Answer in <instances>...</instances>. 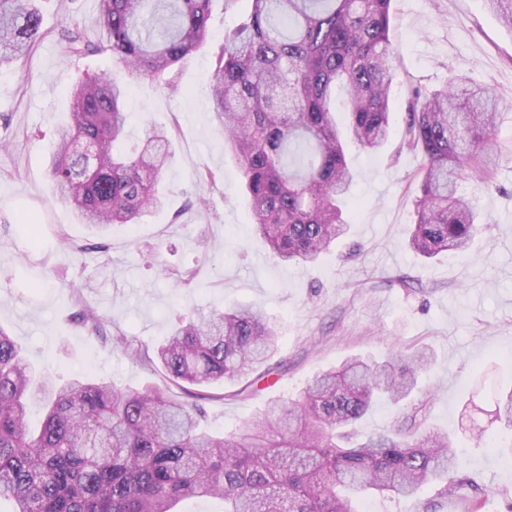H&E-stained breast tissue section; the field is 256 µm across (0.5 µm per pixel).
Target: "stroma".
<instances>
[{
  "instance_id": "1",
  "label": "stroma",
  "mask_w": 512,
  "mask_h": 512,
  "mask_svg": "<svg viewBox=\"0 0 512 512\" xmlns=\"http://www.w3.org/2000/svg\"><path fill=\"white\" fill-rule=\"evenodd\" d=\"M99 5L40 0L46 38L28 58L0 65V328L37 371L56 379L87 373L174 396L177 388L160 369L130 360L114 337L155 346L181 311L257 306L279 335L271 359L279 370L257 381L249 400L218 388L201 401L204 425L225 434L268 402L294 399L315 373L349 356L379 362L426 350L421 383L431 392L423 428L448 434L472 486L450 498L432 482L407 500L361 498L359 508L512 512V465L502 453L512 428L493 414L495 387L512 385V105L496 132L499 166L479 195L485 230L465 254L426 259L407 247L423 158L403 144L409 88H438L449 71L497 85L512 101V29L485 0H393L390 38L401 61L391 136L373 153L347 145L355 177L344 211L349 232L317 263L295 267L256 234L241 173L210 105L215 51L249 14L250 0H215L210 40L178 67L177 90L147 81L129 88L128 142L159 126L173 136L161 180L166 206L98 236L54 196L52 147L74 84L118 69L106 53L69 57L57 32L76 22L98 39ZM206 170L212 180L199 181ZM189 270L193 280L177 287ZM400 276L411 287L398 286ZM85 309L100 317L99 330L77 321ZM474 418L485 429L479 440L469 434Z\"/></svg>"
}]
</instances>
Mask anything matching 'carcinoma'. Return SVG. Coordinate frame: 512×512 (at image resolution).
I'll list each match as a JSON object with an SVG mask.
<instances>
[{
  "instance_id": "carcinoma-1",
  "label": "carcinoma",
  "mask_w": 512,
  "mask_h": 512,
  "mask_svg": "<svg viewBox=\"0 0 512 512\" xmlns=\"http://www.w3.org/2000/svg\"><path fill=\"white\" fill-rule=\"evenodd\" d=\"M213 2L100 0L98 40L77 24L60 29L70 55L108 52L125 75L76 85L53 148L56 194L92 231L136 224L163 204L169 131L155 128L121 147L127 86L147 79L176 89L173 68L210 38ZM486 4L512 29V0ZM391 5L251 0L218 49L212 110L257 233L285 262L314 263L347 234L342 202L354 175L345 145L374 152L390 136L399 59ZM46 36L34 0H0V64L30 54ZM338 86L349 101L340 120L331 109ZM501 101L496 86H472L451 69L441 88L411 92L404 141L423 163L409 245L426 258L465 252L482 231L477 190L499 161ZM114 342L196 399L246 380L278 350L264 312L246 305L181 313L153 348L126 336ZM427 363L422 350L383 363L353 357L315 374L291 405L271 403L224 437L200 427L198 405L152 386L59 383L38 373L0 329V500L13 512H177L192 497L219 499L222 512H359L354 502L364 492L408 498L444 481V492L454 493L471 482L448 436L417 434L425 403L401 407L397 429L352 442L351 429L374 400L400 403ZM28 399L46 409L37 430ZM496 419L512 427V391L497 401Z\"/></svg>"
}]
</instances>
